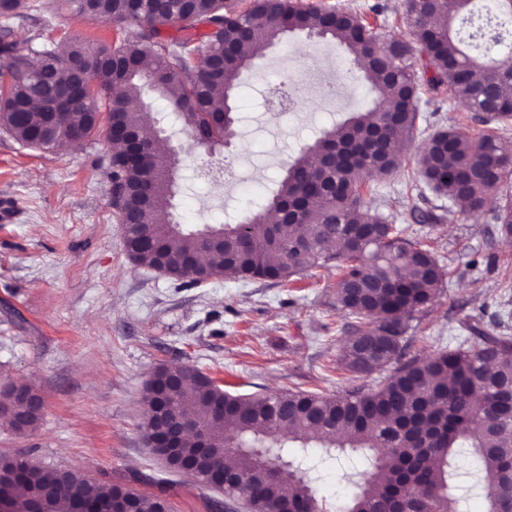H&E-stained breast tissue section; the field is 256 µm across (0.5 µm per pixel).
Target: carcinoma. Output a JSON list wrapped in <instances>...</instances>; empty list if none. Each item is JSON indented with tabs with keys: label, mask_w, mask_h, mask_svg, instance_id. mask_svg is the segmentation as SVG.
<instances>
[{
	"label": "carcinoma",
	"mask_w": 512,
	"mask_h": 512,
	"mask_svg": "<svg viewBox=\"0 0 512 512\" xmlns=\"http://www.w3.org/2000/svg\"><path fill=\"white\" fill-rule=\"evenodd\" d=\"M469 0H408L409 33L404 40L376 34L358 13L325 15L294 0H253L239 9L228 0H44L36 10L72 11L117 27L113 43L93 46L79 38L40 35L26 39L28 53H15L0 67V129L27 147L59 150L70 137L88 139L110 127L139 132L151 123L142 89L156 91L188 133L221 143L224 127L213 123L236 96L237 80L254 58L252 47L275 45L290 34L339 42L349 53L347 73H362L377 93L371 107L325 130L288 167L275 192L239 224H212L218 242L173 222L158 200L172 194L166 171L170 148L160 134L150 137L143 155L128 147L107 154L110 182L128 213L125 251L133 264L163 261L167 276L198 285L204 278L261 280L283 284L308 268L336 264V306L359 319L342 347L351 372L370 374L393 362L397 368L377 390L328 397L310 391H283L251 397L231 393L193 364L161 365L154 384L168 393L170 414L178 422L203 428L224 453L195 455V443L182 449L195 471L244 477L254 512H323L300 471L311 463L308 448L322 449L321 460L357 455L369 470L361 491L336 512H394L408 499L414 512H462V499L450 486L458 459L474 457L482 475L488 512H512V336H483L470 344L437 352L423 362L401 361L408 320L427 310L446 272L428 249L406 236V229L365 204L371 177L394 173L402 156L399 140L414 138L422 119L419 57L432 75L431 89L445 86L474 112L483 110L487 90L502 104L484 119L492 130L471 139L454 128L433 133L417 159L413 183L448 198L463 214L484 209L483 190L497 189L512 171V145L501 132L512 122V68L490 69L458 45L456 20ZM498 31L480 34L499 55L512 22V0H496ZM208 31L199 35V26ZM181 32L167 37L164 29ZM91 72L92 84L74 85L76 69ZM328 144L341 147L336 166L316 168ZM292 210L281 221L265 219L282 205ZM501 232L512 235V201L494 211ZM340 247L332 251L329 244ZM202 253L205 264L189 261ZM36 393L21 383L0 393L8 421L25 432L43 410L18 397ZM265 444L282 455L288 474L274 477L263 459L239 444ZM0 486L14 512H34L49 500L54 512H170L165 498L127 495L120 484H100L80 470L58 469L27 458L0 455Z\"/></svg>",
	"instance_id": "carcinoma-1"
}]
</instances>
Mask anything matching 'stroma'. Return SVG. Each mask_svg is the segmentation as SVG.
Listing matches in <instances>:
<instances>
[{
	"label": "stroma",
	"mask_w": 512,
	"mask_h": 512,
	"mask_svg": "<svg viewBox=\"0 0 512 512\" xmlns=\"http://www.w3.org/2000/svg\"><path fill=\"white\" fill-rule=\"evenodd\" d=\"M20 0L9 24L16 41L68 34L91 44L113 42V26L70 13L36 11ZM361 12L389 38L406 37V0H332ZM348 54L331 40L294 35L269 47L238 80L237 135L222 156L238 179L214 186L199 178L207 156L182 150L179 223H236L275 187L302 145L322 129L370 104L363 77L345 79ZM311 70L298 107L271 119L265 95L291 74ZM420 112L431 129L459 127L477 138L486 127L447 90L423 92ZM416 134L398 171L378 181V200H392L396 223L410 226L447 276L426 312L409 322L406 358L453 347L479 330L512 336V236L495 224V208L512 198V174L484 210L447 213L421 223L418 213L446 205L431 191L407 195L405 180L424 142ZM109 145L98 135L61 152L27 148L0 130V203L14 205L0 222V389L34 384L45 400L40 421L18 433L0 424V453L77 468L100 482L167 499L172 512H225L224 496L172 472L145 446L142 396L163 363H190L225 389L242 394L307 390L336 395L377 388L383 372L357 375L341 362L357 321L337 309L335 268L306 271L284 285L216 278L190 286L135 266L123 247L102 164ZM347 456L308 472L325 512L350 496L362 477Z\"/></svg>",
	"instance_id": "stroma-1"
}]
</instances>
